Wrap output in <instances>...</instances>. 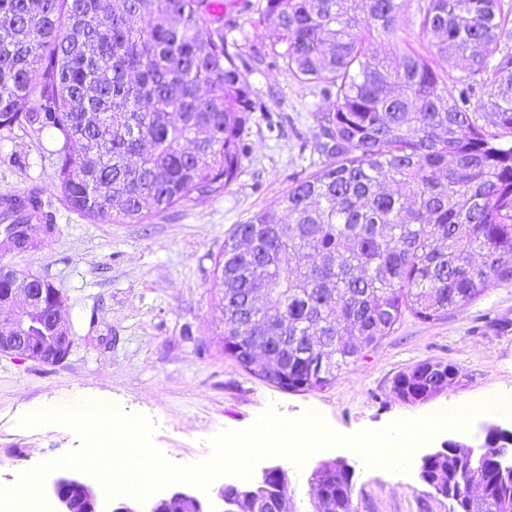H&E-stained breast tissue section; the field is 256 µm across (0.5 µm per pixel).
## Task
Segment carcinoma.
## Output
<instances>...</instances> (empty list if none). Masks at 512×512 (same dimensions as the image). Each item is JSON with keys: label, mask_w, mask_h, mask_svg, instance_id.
<instances>
[{"label": "carcinoma", "mask_w": 512, "mask_h": 512, "mask_svg": "<svg viewBox=\"0 0 512 512\" xmlns=\"http://www.w3.org/2000/svg\"><path fill=\"white\" fill-rule=\"evenodd\" d=\"M215 0H0V130L61 143L64 202L98 223L135 224L227 188L258 107L243 72L270 58L315 85L321 167L224 241V353L286 392L321 390L405 317L433 322L512 281V8L425 0L429 54L401 46L408 0H265L270 45L238 51ZM209 94H202V87ZM393 183L398 192L387 185ZM54 225L6 224L11 248ZM454 365L427 359L392 392L427 402ZM493 433L464 460L426 466L462 512H512ZM333 512H354L352 474H313Z\"/></svg>", "instance_id": "cac0c4a2"}]
</instances>
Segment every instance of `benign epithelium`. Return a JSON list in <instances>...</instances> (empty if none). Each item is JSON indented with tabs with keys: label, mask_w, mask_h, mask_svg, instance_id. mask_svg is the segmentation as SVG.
I'll return each instance as SVG.
<instances>
[{
	"label": "benign epithelium",
	"mask_w": 512,
	"mask_h": 512,
	"mask_svg": "<svg viewBox=\"0 0 512 512\" xmlns=\"http://www.w3.org/2000/svg\"><path fill=\"white\" fill-rule=\"evenodd\" d=\"M0 308L14 311L10 319L0 320V356L16 357L41 364L63 362L75 344L71 330L61 313L63 298L55 288H38L31 279L23 280L8 262L0 261ZM287 486L283 469L264 470L251 486L225 485L219 497L226 505L222 512H290L288 497L272 493L270 479ZM59 512H97L94 489L78 478L59 477L53 484ZM176 503L180 512H206L201 501L181 490L157 500L150 512H162L164 505Z\"/></svg>",
	"instance_id": "benign-epithelium-1"
}]
</instances>
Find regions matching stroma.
I'll list each match as a JSON object with an SVG mask.
<instances>
[{"label": "stroma", "mask_w": 512, "mask_h": 512, "mask_svg": "<svg viewBox=\"0 0 512 512\" xmlns=\"http://www.w3.org/2000/svg\"><path fill=\"white\" fill-rule=\"evenodd\" d=\"M245 78L262 108L249 115L250 152L236 181L137 224L97 223L68 208L55 175L53 137L27 128L0 130V196L37 192L54 220L41 245L6 252L4 259L62 293L75 339L57 365L0 356V490L16 488L39 464L79 447L65 426L20 424L28 408L78 391L150 419L153 444L180 465L208 461L211 437L247 429L272 408L289 419L318 408L333 430L347 435L383 429L404 414L434 413L451 400L512 391V282L445 319H406L320 391L279 390L225 355L216 259L236 225L273 209L318 159L317 117L324 105L319 88L300 86L280 65L266 63ZM273 120L280 130L270 131ZM427 359L453 364L457 383L425 403L400 401L391 391L394 375ZM492 422L483 415L469 430L438 431L403 469L369 466L334 447L300 465L269 456L253 472L285 471L292 512H313V473L334 459L354 469L356 512H449L448 500L421 479V458L451 438L481 444Z\"/></svg>", "instance_id": "stroma-1"}]
</instances>
